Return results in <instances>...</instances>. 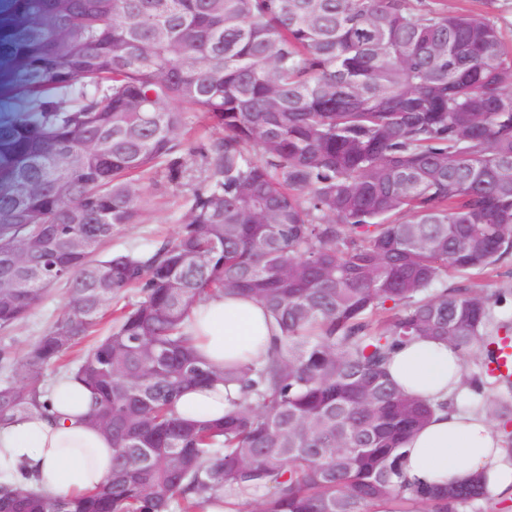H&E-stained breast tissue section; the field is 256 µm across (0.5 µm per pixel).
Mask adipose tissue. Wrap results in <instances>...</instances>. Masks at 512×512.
Returning a JSON list of instances; mask_svg holds the SVG:
<instances>
[{
	"instance_id": "obj_1",
	"label": "adipose tissue",
	"mask_w": 512,
	"mask_h": 512,
	"mask_svg": "<svg viewBox=\"0 0 512 512\" xmlns=\"http://www.w3.org/2000/svg\"><path fill=\"white\" fill-rule=\"evenodd\" d=\"M276 329L259 301L217 294L191 310L188 330L200 356L213 366L265 352ZM461 352L446 342L411 340L391 355L387 370L404 394L443 403L405 442L403 469L419 487L466 484L481 479L489 498L512 499V456L503 429L476 409L453 407L465 394ZM239 398L236 388L193 389L177 403L180 415L219 419ZM88 399L71 378L50 389L48 407L0 429V476L28 478L45 495L70 498L94 489L112 474V440L85 421Z\"/></svg>"
}]
</instances>
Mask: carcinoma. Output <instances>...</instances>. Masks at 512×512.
<instances>
[{
	"instance_id": "1",
	"label": "carcinoma",
	"mask_w": 512,
	"mask_h": 512,
	"mask_svg": "<svg viewBox=\"0 0 512 512\" xmlns=\"http://www.w3.org/2000/svg\"><path fill=\"white\" fill-rule=\"evenodd\" d=\"M10 104L0 111V331L53 285L65 311L19 366L0 347V427L46 408L47 370L124 290L112 332L66 376L107 425L112 476L69 500L0 483V512H461L477 479L415 490L403 444L433 407L386 376L414 337L494 358L512 322L472 281L512 257V44L494 18L445 0H11L0 19ZM183 103L214 133L185 137ZM182 190L178 233L98 257L150 205L142 180ZM461 281L448 283V272ZM240 292L277 332L259 360L216 368L185 320ZM237 384L218 420L177 414L189 388ZM483 409L508 422V400Z\"/></svg>"
}]
</instances>
